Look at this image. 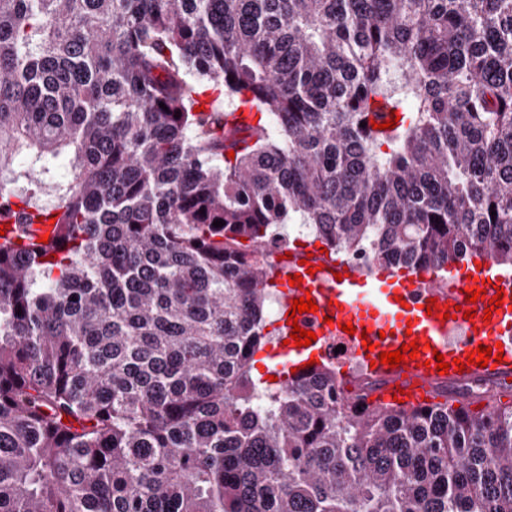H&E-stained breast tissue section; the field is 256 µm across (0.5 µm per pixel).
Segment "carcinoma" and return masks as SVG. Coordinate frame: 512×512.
I'll use <instances>...</instances> for the list:
<instances>
[{"label":"carcinoma","mask_w":512,"mask_h":512,"mask_svg":"<svg viewBox=\"0 0 512 512\" xmlns=\"http://www.w3.org/2000/svg\"><path fill=\"white\" fill-rule=\"evenodd\" d=\"M290 214L512 267V0H0V512H512V403L251 378Z\"/></svg>","instance_id":"obj_1"}]
</instances>
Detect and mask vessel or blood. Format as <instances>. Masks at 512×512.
Segmentation results:
<instances>
[{
  "label": "vessel or blood",
  "mask_w": 512,
  "mask_h": 512,
  "mask_svg": "<svg viewBox=\"0 0 512 512\" xmlns=\"http://www.w3.org/2000/svg\"><path fill=\"white\" fill-rule=\"evenodd\" d=\"M302 274L303 282L290 286L289 278ZM491 279L486 288L488 296L496 289H503L504 303L497 310H490L487 300L477 301L475 316L471 319L457 318L446 321L429 316L426 308L429 300L438 305H461L465 302L467 289L482 285L484 279ZM276 281L283 287L287 299L311 296L318 309L313 313L298 316L301 328L313 331L316 341L298 348L294 345L277 346L273 357L295 367H303L311 358H321L330 337L339 335L341 325L350 323L356 328L349 338L358 360L374 359V370L380 380L373 400L390 403L397 389H404L405 406H419L434 399V384L438 379L435 368L428 361L434 353L444 355L446 361L465 359L477 346H501L503 360L485 367L467 366L465 370H449L446 378L450 381L472 379L504 380L512 377V281L491 273L489 267L475 271L471 278L449 282L422 290L415 279L396 274L383 273L374 277L364 276L356 268L335 262L322 261L321 257H310L307 264L289 260L281 268ZM483 286V285H482ZM367 330L373 350H365L360 330ZM465 336L458 342L450 337L457 331ZM419 339L422 348L416 363L393 369L379 363L381 352L398 350L408 338Z\"/></svg>",
  "instance_id": "vessel-or-blood-1"
}]
</instances>
